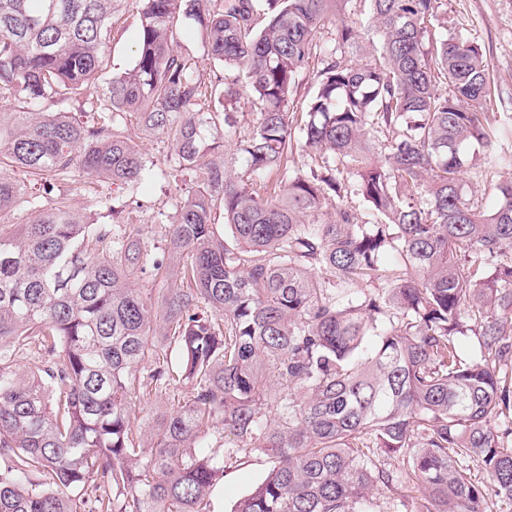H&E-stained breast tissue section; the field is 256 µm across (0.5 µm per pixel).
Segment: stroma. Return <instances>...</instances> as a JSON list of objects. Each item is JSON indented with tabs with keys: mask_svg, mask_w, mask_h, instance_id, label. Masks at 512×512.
I'll return each instance as SVG.
<instances>
[{
	"mask_svg": "<svg viewBox=\"0 0 512 512\" xmlns=\"http://www.w3.org/2000/svg\"><path fill=\"white\" fill-rule=\"evenodd\" d=\"M112 22L109 70L115 75L130 69L135 62L138 29L135 0H122ZM433 30L436 35H457L481 47L487 58L491 81L488 109L512 114V0H445L441 19ZM124 128L154 173L153 178L142 185L138 205L128 204L115 185L95 181L79 171L60 186L61 195L69 199L73 208L96 224L108 221L100 204L105 195L111 196L113 206L120 210L128 224L146 223L153 207L175 211L183 196L182 181L170 175L174 155L168 141L145 131L132 117L126 118ZM475 156L487 176L483 179L465 178L464 191L479 208L488 209L496 202L493 183L512 180V137L495 138L492 149L476 148ZM270 466L269 458L258 452L227 465L224 478L212 497V512H231L237 500L260 483Z\"/></svg>",
	"mask_w": 512,
	"mask_h": 512,
	"instance_id": "1",
	"label": "stroma"
}]
</instances>
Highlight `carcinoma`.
Returning <instances> with one entry per match:
<instances>
[{
    "label": "carcinoma",
    "mask_w": 512,
    "mask_h": 512,
    "mask_svg": "<svg viewBox=\"0 0 512 512\" xmlns=\"http://www.w3.org/2000/svg\"><path fill=\"white\" fill-rule=\"evenodd\" d=\"M137 2L135 64L109 77L116 0H0V101L31 108L0 129V218L30 211L0 230V512H211L226 465L266 451L233 512H373L378 487L411 512H512V180L491 210L460 184L468 145L512 135V116L490 126L481 48L430 38L442 0H359L366 20H340L332 47L316 33L353 0ZM184 18L210 79L175 47ZM364 35L369 56L347 57ZM242 80L262 102L243 174L218 136ZM81 91L84 118L52 110ZM128 116L188 179L172 214L89 224L7 175L52 194L78 169L135 193ZM300 147L322 153L306 173ZM352 197L381 221L358 223ZM172 387L182 402L142 444L132 407ZM319 65L317 60L313 59L309 66L304 69L300 76L299 86L297 91L293 94V105H291L290 112H296V117L300 118L302 115L303 101L307 96H310L315 91L317 70Z\"/></svg>",
    "instance_id": "cac0c4a2"
}]
</instances>
